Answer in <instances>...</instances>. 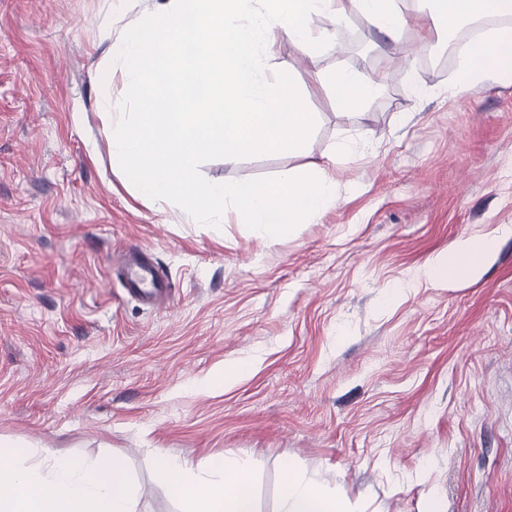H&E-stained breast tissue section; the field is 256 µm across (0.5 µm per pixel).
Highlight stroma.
<instances>
[{
    "mask_svg": "<svg viewBox=\"0 0 512 512\" xmlns=\"http://www.w3.org/2000/svg\"><path fill=\"white\" fill-rule=\"evenodd\" d=\"M163 2L0 0V448L31 470L121 458L135 512H185L164 454L249 461L258 512H277L288 464L351 512H512V235L494 234L512 225V81L457 91L443 38L405 62L424 0H403L397 44L355 12L332 39L313 17L318 69L389 57L384 93L336 109L281 41L263 67L304 94L306 146L196 165L269 184L335 155L334 201L270 239L143 197L113 158L140 106L112 48ZM481 237L468 277L412 285ZM142 250L169 284L153 304L120 277Z\"/></svg>",
    "mask_w": 512,
    "mask_h": 512,
    "instance_id": "stroma-1",
    "label": "stroma"
}]
</instances>
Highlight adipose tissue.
I'll return each instance as SVG.
<instances>
[{
	"label": "adipose tissue",
	"instance_id": "adipose-tissue-1",
	"mask_svg": "<svg viewBox=\"0 0 512 512\" xmlns=\"http://www.w3.org/2000/svg\"><path fill=\"white\" fill-rule=\"evenodd\" d=\"M399 0H263L264 10L239 23L251 0H169L148 21L133 22L117 47L128 100L142 112L128 120L114 155L131 166L144 194L155 202L179 199L192 217L226 211L278 237L320 216L335 198L331 165L286 170L270 184H216L195 175L199 156L219 152L225 162L247 154L299 152L313 128V115L292 81L263 79L257 53L274 57L281 39L312 54L311 20L330 16L343 23L357 11L381 33L398 39L405 25ZM512 13V0H430L431 29L419 36L424 49L435 33L460 24ZM512 79V27L467 46L459 55L457 86L473 90L486 76ZM318 89L331 91L337 108L356 109L385 88L387 72L362 78L337 69L311 70ZM492 246L470 241L439 256L425 269L430 279L466 277ZM16 455L0 451V512H134L135 491L120 459L87 465L49 458L44 470L28 472ZM250 466L210 458L205 475L185 460L162 458L160 473L188 512H256ZM278 512H349L317 483L285 468Z\"/></svg>",
	"mask_w": 512,
	"mask_h": 512
}]
</instances>
